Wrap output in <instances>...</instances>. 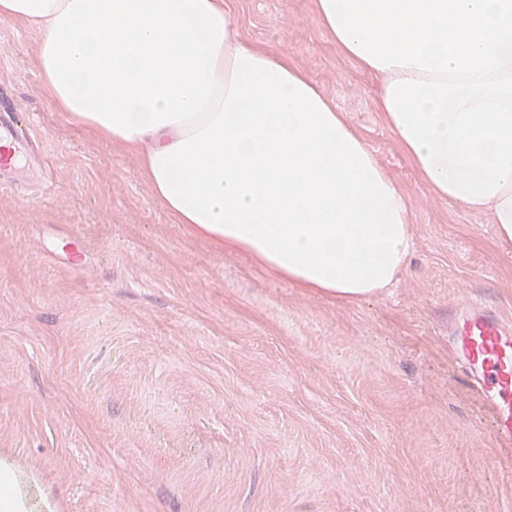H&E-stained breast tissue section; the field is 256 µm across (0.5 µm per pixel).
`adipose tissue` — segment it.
<instances>
[{"instance_id": "obj_1", "label": "adipose tissue", "mask_w": 512, "mask_h": 512, "mask_svg": "<svg viewBox=\"0 0 512 512\" xmlns=\"http://www.w3.org/2000/svg\"><path fill=\"white\" fill-rule=\"evenodd\" d=\"M314 17L381 77L377 110L428 187L511 242L512 0H314ZM0 18L40 31L52 105L140 152L180 223L346 301L408 263L403 192L287 55L240 37L224 0H0ZM0 512H52L5 456Z\"/></svg>"}]
</instances>
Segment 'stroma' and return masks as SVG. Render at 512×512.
<instances>
[{
	"mask_svg": "<svg viewBox=\"0 0 512 512\" xmlns=\"http://www.w3.org/2000/svg\"><path fill=\"white\" fill-rule=\"evenodd\" d=\"M312 2L227 0L242 37L302 68L407 198L415 250L356 302L178 223L139 155L52 106L40 32L0 18V85L52 183L0 189V454L56 512H512V447L448 346L459 302L512 318V242L428 190L375 109L377 79Z\"/></svg>",
	"mask_w": 512,
	"mask_h": 512,
	"instance_id": "stroma-1",
	"label": "stroma"
}]
</instances>
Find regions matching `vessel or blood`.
I'll return each instance as SVG.
<instances>
[{"label": "vessel or blood", "mask_w": 512, "mask_h": 512, "mask_svg": "<svg viewBox=\"0 0 512 512\" xmlns=\"http://www.w3.org/2000/svg\"><path fill=\"white\" fill-rule=\"evenodd\" d=\"M27 121L11 100L0 98V186L44 176ZM448 344L493 415V437L512 446V319L495 307L465 302L448 324Z\"/></svg>", "instance_id": "1"}]
</instances>
